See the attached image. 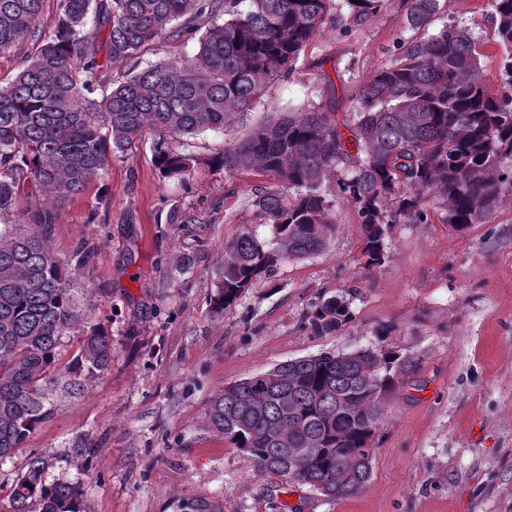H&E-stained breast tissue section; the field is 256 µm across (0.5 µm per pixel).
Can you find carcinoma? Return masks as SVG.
I'll list each match as a JSON object with an SVG mask.
<instances>
[{
    "instance_id": "cac0c4a2",
    "label": "carcinoma",
    "mask_w": 512,
    "mask_h": 512,
    "mask_svg": "<svg viewBox=\"0 0 512 512\" xmlns=\"http://www.w3.org/2000/svg\"><path fill=\"white\" fill-rule=\"evenodd\" d=\"M45 0H0V55L32 41L33 55L0 82V218L20 197L42 207L29 223L0 222V461L55 413L82 396L112 362V337L92 323V291L79 288L94 251L80 243L65 258L52 248L56 207L100 178L146 130L165 178L196 164L167 137L224 131L293 69L331 0H59L54 27L39 19ZM344 30L365 26L385 0H340ZM407 28L434 21L440 0H407ZM493 34L506 50L500 89L481 77L483 54L465 28L397 38L390 62L363 83L353 118L288 106L279 122L252 130L212 159L224 173L258 170L276 178L256 189L255 224L224 242L211 298L235 306L279 263L320 252L335 231L334 195L357 213L368 268L388 262L385 232L398 221L428 224L429 204L462 231L485 224L512 192V0H489ZM198 35L197 50L175 63L150 64L110 78L112 67L150 47ZM355 145L357 153L349 150ZM351 319L350 303L313 306L315 335ZM79 338L66 361L62 338ZM411 355L379 345L289 360L224 387L210 400L206 427L249 455L264 472L328 499L358 495L372 477L382 404L400 377L417 372ZM78 483L45 481L33 456L0 512H87Z\"/></svg>"
}]
</instances>
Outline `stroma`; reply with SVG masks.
<instances>
[{
  "label": "stroma",
  "mask_w": 512,
  "mask_h": 512,
  "mask_svg": "<svg viewBox=\"0 0 512 512\" xmlns=\"http://www.w3.org/2000/svg\"><path fill=\"white\" fill-rule=\"evenodd\" d=\"M338 8L332 0L292 73L252 112L228 131L174 142L197 154L193 169L162 178L158 135L148 131L60 208L51 242L61 256L81 242L94 250L82 281L112 336V365L0 463V489L37 454L47 482L81 483L88 512H512V194L490 223L462 232L436 218L391 225L380 269L361 264L359 218L334 198L336 230L321 252L282 262L236 306L212 309L224 243L253 223L254 190L272 181L253 170L225 174L212 158L290 103L350 116L359 88L406 32L405 0H387L349 33ZM490 12L488 0H443L426 32L446 20L469 29L493 88L504 49ZM183 257L193 261L186 274ZM338 295L352 298L350 321L313 335V304ZM381 328L386 347L414 355L419 370L384 404L372 478L357 496L329 500L259 472L205 427L225 386L288 360L370 346Z\"/></svg>",
  "instance_id": "35a3bbf8"
}]
</instances>
